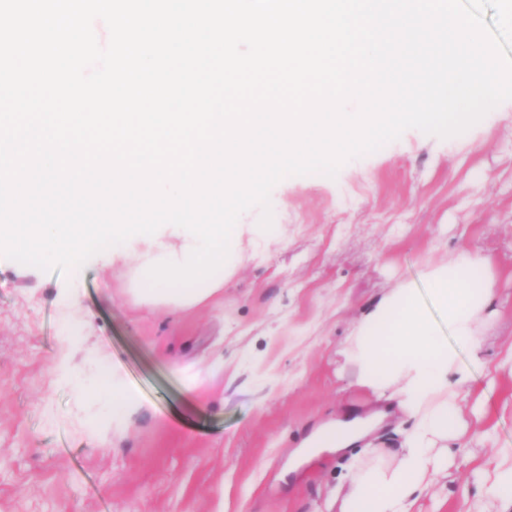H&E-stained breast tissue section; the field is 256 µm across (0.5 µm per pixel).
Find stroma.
Here are the masks:
<instances>
[{
  "instance_id": "1",
  "label": "stroma",
  "mask_w": 512,
  "mask_h": 512,
  "mask_svg": "<svg viewBox=\"0 0 512 512\" xmlns=\"http://www.w3.org/2000/svg\"><path fill=\"white\" fill-rule=\"evenodd\" d=\"M270 202V230L260 208L239 218L255 227L251 257L227 264L223 299L175 315L136 304L97 258L64 274L0 256V512H324L340 463L284 469L307 428L373 406L341 355L351 331L399 281L463 249L492 256L499 291L462 360L491 367L512 351V112L446 139L406 130L335 177L284 178ZM74 282L83 329L66 345ZM63 357L87 383L112 372L135 393L125 427L56 372ZM191 367L213 373L192 389ZM491 381L487 418L448 445L459 472L417 512H499L474 473L512 448V374Z\"/></svg>"
}]
</instances>
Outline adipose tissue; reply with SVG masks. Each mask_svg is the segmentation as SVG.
<instances>
[{"label":"adipose tissue","mask_w":512,"mask_h":512,"mask_svg":"<svg viewBox=\"0 0 512 512\" xmlns=\"http://www.w3.org/2000/svg\"><path fill=\"white\" fill-rule=\"evenodd\" d=\"M497 295L489 257L471 252L425 267L418 281H400L354 327L344 351L356 385L383 407L371 414L342 409L307 431L289 470L324 453L345 458L336 512H414L420 496L447 481L448 444L469 419H483L486 393L464 409L474 376L460 352L477 350L478 327ZM399 412L414 424L400 448L374 447L371 437Z\"/></svg>","instance_id":"1"}]
</instances>
